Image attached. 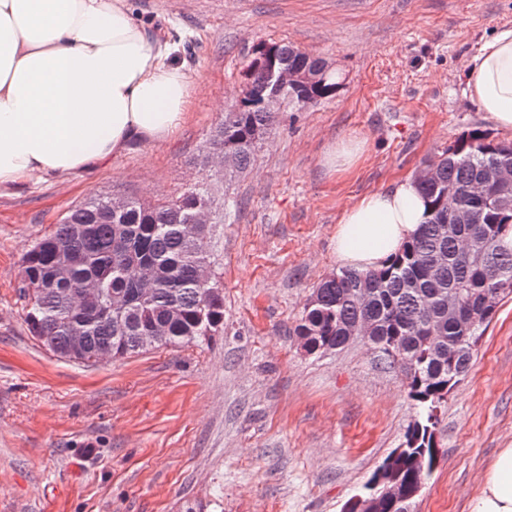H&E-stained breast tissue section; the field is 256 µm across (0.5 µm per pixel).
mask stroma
I'll return each instance as SVG.
<instances>
[{
    "mask_svg": "<svg viewBox=\"0 0 512 512\" xmlns=\"http://www.w3.org/2000/svg\"><path fill=\"white\" fill-rule=\"evenodd\" d=\"M191 79V111L155 149L0 193V512H342L404 441L417 411L402 372L364 343L304 353L294 327L339 271L345 206L416 176L479 129L512 140L465 93L464 63L512 0H129ZM290 43L328 60L331 100L287 112L251 166L220 184L201 163L252 49ZM365 141L334 173L337 141ZM233 198L211 227L224 330L199 344L82 364L31 334L23 260L65 213L97 195L145 202L187 187ZM437 466L415 512H467L500 449L512 448V296L439 411Z\"/></svg>",
    "mask_w": 512,
    "mask_h": 512,
    "instance_id": "35a3bbf8",
    "label": "stroma"
}]
</instances>
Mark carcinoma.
I'll list each match as a JSON object with an SVG mask.
<instances>
[{
    "label": "carcinoma",
    "instance_id": "obj_1",
    "mask_svg": "<svg viewBox=\"0 0 512 512\" xmlns=\"http://www.w3.org/2000/svg\"><path fill=\"white\" fill-rule=\"evenodd\" d=\"M256 45L239 93L211 132L205 151L231 157L226 180L244 172L281 113L303 112L332 97L339 74L320 57L280 43L274 54ZM304 71L310 78L283 90L275 75ZM277 97L281 106H267ZM512 170V142H494L480 131L424 161L420 191L431 218L389 267L342 269L313 289L295 335L313 355L356 341L352 331L367 323L365 339L399 365L408 397L420 409L395 462L406 491L431 476L436 455V409L467 374L477 346L494 319L489 296L512 294V185L492 180ZM209 188L183 192L171 202L146 205L130 199L114 216L105 197L69 210L56 229L27 252L20 280L31 332L55 354L82 361L119 358L149 348L206 340L224 329V298L208 295L199 271L211 266L212 236L193 222ZM71 259L67 278L60 257ZM147 266L153 284L139 283ZM99 285L93 295L84 284Z\"/></svg>",
    "mask_w": 512,
    "mask_h": 512
}]
</instances>
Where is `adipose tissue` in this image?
I'll list each match as a JSON object with an SVG mask.
<instances>
[{
	"label": "adipose tissue",
	"instance_id": "adipose-tissue-1",
	"mask_svg": "<svg viewBox=\"0 0 512 512\" xmlns=\"http://www.w3.org/2000/svg\"><path fill=\"white\" fill-rule=\"evenodd\" d=\"M128 0H0V190L105 165L131 139L160 147L191 105L188 76ZM466 93L512 130V25L465 66ZM431 217L416 180L362 196L336 226V260L380 269ZM469 512H512V448L493 459Z\"/></svg>",
	"mask_w": 512,
	"mask_h": 512
}]
</instances>
